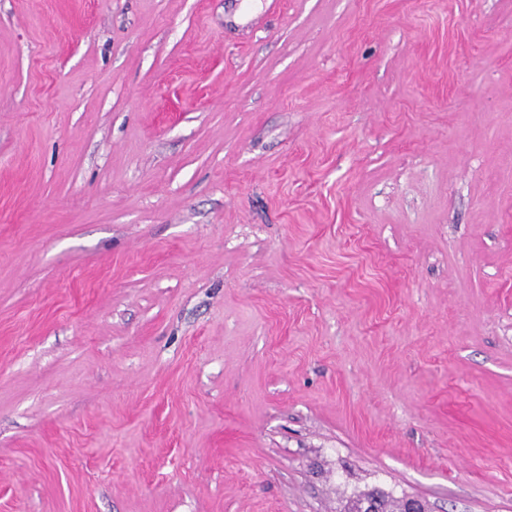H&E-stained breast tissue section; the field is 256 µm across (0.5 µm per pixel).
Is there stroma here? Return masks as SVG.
<instances>
[{"label":"stroma","mask_w":512,"mask_h":512,"mask_svg":"<svg viewBox=\"0 0 512 512\" xmlns=\"http://www.w3.org/2000/svg\"><path fill=\"white\" fill-rule=\"evenodd\" d=\"M512 512V0H0V512ZM374 494L377 496V512H405L407 500H397L394 499L391 495L385 494L383 492L362 493L357 495L355 498L350 499L347 512H363L362 510L364 508V503L369 499L370 496H373Z\"/></svg>","instance_id":"1"}]
</instances>
